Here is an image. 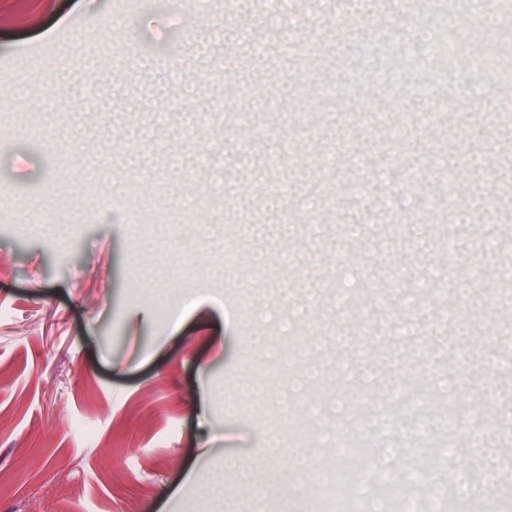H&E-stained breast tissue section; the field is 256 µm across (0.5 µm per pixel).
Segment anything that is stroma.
<instances>
[{
	"label": "stroma",
	"mask_w": 512,
	"mask_h": 512,
	"mask_svg": "<svg viewBox=\"0 0 512 512\" xmlns=\"http://www.w3.org/2000/svg\"><path fill=\"white\" fill-rule=\"evenodd\" d=\"M432 22H378L344 0L285 16L264 0H57L0 26V512H224L238 489L206 488L225 458L257 459L259 412L288 388L226 408L230 378L267 362L275 319L333 349L323 395L345 409L308 427L305 453L351 469L342 450L362 435L403 472L439 422L404 395L452 376L492 421L455 434L468 451L432 484L501 466L512 373L495 346L512 312L495 270L512 258V201L497 190L512 129L481 116L512 112V84L482 76L465 103L463 64L446 79L420 58L400 67L391 46ZM269 29L280 40L253 57L248 38ZM441 103V130L386 142L367 122ZM430 194L437 207L421 205Z\"/></svg>",
	"instance_id": "obj_1"
}]
</instances>
